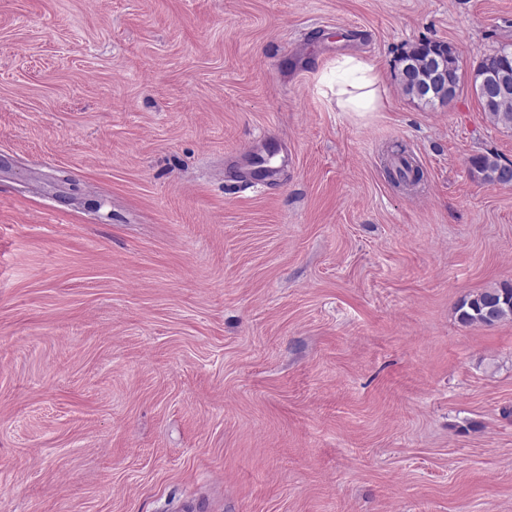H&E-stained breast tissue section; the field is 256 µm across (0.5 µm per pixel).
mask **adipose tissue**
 Listing matches in <instances>:
<instances>
[{"mask_svg":"<svg viewBox=\"0 0 512 512\" xmlns=\"http://www.w3.org/2000/svg\"><path fill=\"white\" fill-rule=\"evenodd\" d=\"M323 85H335L336 106L344 112H376L383 105L381 81L372 58L345 56L336 62L335 74H323Z\"/></svg>","mask_w":512,"mask_h":512,"instance_id":"1","label":"adipose tissue"}]
</instances>
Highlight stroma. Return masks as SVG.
<instances>
[{
	"label": "stroma",
	"instance_id": "obj_1",
	"mask_svg": "<svg viewBox=\"0 0 512 512\" xmlns=\"http://www.w3.org/2000/svg\"><path fill=\"white\" fill-rule=\"evenodd\" d=\"M423 39L471 74L512 0H0V512H512V320L455 314L512 130L402 93ZM336 106L343 112H378L383 105L374 60L351 55L336 60ZM468 164L470 171L483 183L489 185L503 183L501 176L508 171L512 172L509 167L512 162L502 160L498 154L493 152L474 154L469 157Z\"/></svg>",
	"mask_w": 512,
	"mask_h": 512
}]
</instances>
